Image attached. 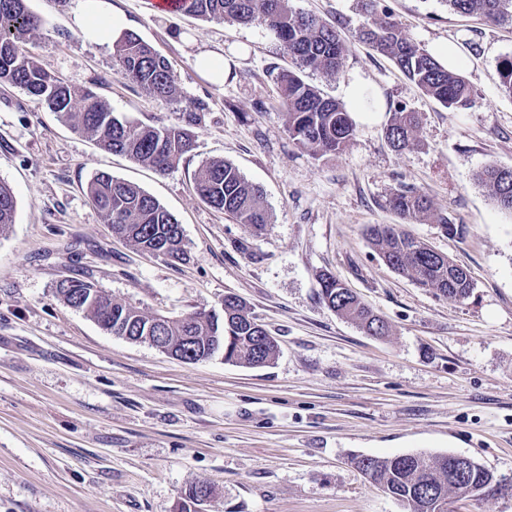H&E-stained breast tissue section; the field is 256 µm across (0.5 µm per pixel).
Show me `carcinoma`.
Listing matches in <instances>:
<instances>
[{"label":"carcinoma","mask_w":512,"mask_h":512,"mask_svg":"<svg viewBox=\"0 0 512 512\" xmlns=\"http://www.w3.org/2000/svg\"><path fill=\"white\" fill-rule=\"evenodd\" d=\"M175 12L201 19L241 24L259 22L283 48L290 66L274 65L282 106L288 112L292 140L316 157L344 150L354 134L351 113L335 99L326 97L305 82L300 72L318 71L327 77L339 75L344 44L336 28L320 17L296 12L288 0H174ZM370 9L359 40L373 52L390 59L425 95L448 109L468 108L475 97L473 88L459 72L406 37L392 14L377 16V0ZM455 12L478 15L498 23H512V0H446ZM42 26L25 0H0V81L20 88L49 111L56 113L78 132L92 138L106 152L165 172L179 165L192 150L187 129L155 127L120 118L109 104L90 90L77 91L58 81L25 50V44ZM116 74L147 93L169 100L178 93L169 60L132 31L124 32L113 45ZM500 91L512 98V57L497 67ZM418 113L399 104L385 130L395 151L415 145ZM475 179L489 190L496 205L512 212V165L489 164ZM197 194L211 207L245 224L255 232L266 229L270 216L260 189L250 183L232 163L211 160L193 174ZM87 193L112 232L144 252L160 251L174 260L185 256L183 235L176 219L138 185L118 180L106 172L95 174ZM387 205L400 220L398 224H374L367 230L372 247L395 272L410 277L439 297L460 300L473 283L467 272L448 256L405 233L401 225L431 214V201L421 191L403 187L393 192ZM16 200L11 188L0 182V231L14 223ZM95 284L69 278L56 285V294L68 306L86 313L101 328L115 336H143L151 316L112 296L97 291L93 301H80L75 292ZM321 299L337 314L349 319L370 336H386L388 324L346 288L335 276L321 278ZM150 335L185 362H199L210 354L217 340L229 349L224 361L249 368L264 367L278 355L274 336L257 321L236 296L224 297V315L209 317L190 314L182 322L154 325ZM351 463L384 491L401 501L408 512H438L435 504L448 503V491L489 497L511 487L481 464H469L459 473L450 468L447 455L401 454L388 457L355 456Z\"/></svg>","instance_id":"1"}]
</instances>
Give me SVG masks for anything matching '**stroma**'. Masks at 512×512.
<instances>
[{"mask_svg":"<svg viewBox=\"0 0 512 512\" xmlns=\"http://www.w3.org/2000/svg\"><path fill=\"white\" fill-rule=\"evenodd\" d=\"M111 2L171 62L177 98L116 74L112 45L74 25L75 0H27L44 20L27 51L118 116L187 128L193 148L159 173L100 150L0 84V181L16 198L15 222L0 233V512H406L351 464L356 455L459 454L512 480V213L475 181L486 164L512 165V98L497 87L512 26L457 14L445 0H379L421 47L455 49L475 101L450 110L358 41L363 0H289L335 24L345 44L338 77L308 69L303 79L337 99L359 78L379 105L342 153L316 158L288 133L269 74L282 51L263 25L158 18L151 0ZM203 49L228 59L223 83L196 67ZM194 101L204 109L192 121ZM399 104L421 117L416 145L400 154L385 137ZM212 159L262 190L265 231L197 196L193 173ZM100 171L173 215L186 260L113 235L86 192ZM404 186L432 202L408 231L467 269L468 297H436L368 243L369 225L396 223L386 199ZM326 272L386 320L388 336L325 306ZM68 277L149 315L218 312L237 295L279 354L261 368L219 355L173 359L64 304L55 286ZM202 483L210 495L190 503Z\"/></svg>","mask_w":512,"mask_h":512,"instance_id":"stroma-1","label":"stroma"}]
</instances>
